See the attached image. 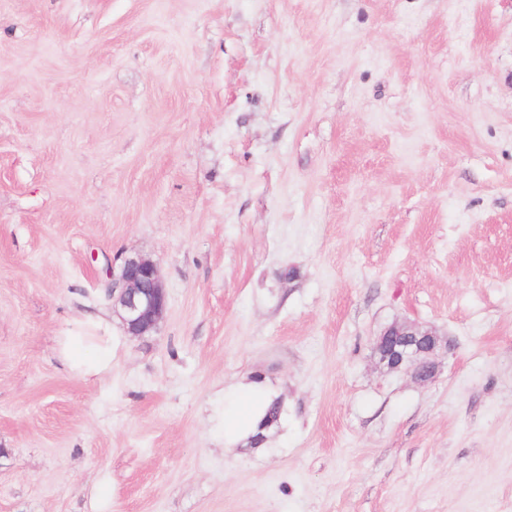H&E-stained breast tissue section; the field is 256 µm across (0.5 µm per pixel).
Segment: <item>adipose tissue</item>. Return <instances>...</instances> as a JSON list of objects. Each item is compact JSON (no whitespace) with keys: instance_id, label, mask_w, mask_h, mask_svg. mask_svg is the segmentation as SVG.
Masks as SVG:
<instances>
[{"instance_id":"obj_1","label":"adipose tissue","mask_w":512,"mask_h":512,"mask_svg":"<svg viewBox=\"0 0 512 512\" xmlns=\"http://www.w3.org/2000/svg\"><path fill=\"white\" fill-rule=\"evenodd\" d=\"M61 354L71 371L86 379L94 378L109 368L112 339L99 337L96 345L92 346L86 337L69 335L62 341ZM274 397V392L261 377L226 390L214 408L225 446H232L256 434Z\"/></svg>"}]
</instances>
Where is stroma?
Returning a JSON list of instances; mask_svg holds the SVG:
<instances>
[{
    "instance_id": "obj_1",
    "label": "stroma",
    "mask_w": 512,
    "mask_h": 512,
    "mask_svg": "<svg viewBox=\"0 0 512 512\" xmlns=\"http://www.w3.org/2000/svg\"><path fill=\"white\" fill-rule=\"evenodd\" d=\"M252 374L281 419L225 447ZM0 512H512V0H0ZM107 294L121 310L122 322L131 336H145L167 309V293L156 264L139 255L126 257L117 273L112 267ZM378 336L375 354L389 371L409 374L418 382L435 378L442 341L432 328L394 322ZM95 355H88L87 336H64L61 354L68 368L84 379L99 376L108 370L112 360V336H97Z\"/></svg>"
}]
</instances>
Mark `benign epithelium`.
Instances as JSON below:
<instances>
[{
  "label": "benign epithelium",
  "mask_w": 512,
  "mask_h": 512,
  "mask_svg": "<svg viewBox=\"0 0 512 512\" xmlns=\"http://www.w3.org/2000/svg\"><path fill=\"white\" fill-rule=\"evenodd\" d=\"M107 294L121 310L128 334L144 336L153 330L167 309L168 298L156 264L136 255L110 271ZM441 338L431 328L394 322L376 340L375 354L381 365L403 372L418 382L435 378Z\"/></svg>",
  "instance_id": "1"
}]
</instances>
